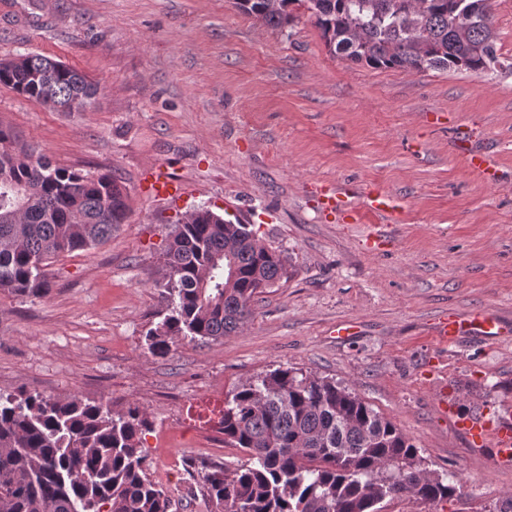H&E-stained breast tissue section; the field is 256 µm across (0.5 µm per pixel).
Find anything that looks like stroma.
Segmentation results:
<instances>
[{
	"instance_id": "1",
	"label": "stroma",
	"mask_w": 512,
	"mask_h": 512,
	"mask_svg": "<svg viewBox=\"0 0 512 512\" xmlns=\"http://www.w3.org/2000/svg\"><path fill=\"white\" fill-rule=\"evenodd\" d=\"M29 52L99 92L57 112L0 86V124L54 164L112 175L129 210L104 243L46 267L45 297L0 292L1 393L139 405L147 473L177 512H207L201 466L247 460L205 438L206 405L277 368L336 380L397 425L422 468L462 484L382 512H492L512 496V459L472 448L444 412L512 420V341L434 334L452 313L512 324V71L368 68L331 54L308 16L277 31L232 0H0V60ZM474 147L496 183L468 167ZM158 164L184 182L181 201L140 194ZM324 186L360 223L324 208ZM372 189L393 214L365 210ZM202 207L251 225L288 279L255 297L240 332L158 357L145 335L166 311L164 255ZM346 321L357 334L336 338Z\"/></svg>"
}]
</instances>
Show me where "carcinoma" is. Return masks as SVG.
Returning <instances> with one entry per match:
<instances>
[{"label": "carcinoma", "mask_w": 512, "mask_h": 512, "mask_svg": "<svg viewBox=\"0 0 512 512\" xmlns=\"http://www.w3.org/2000/svg\"><path fill=\"white\" fill-rule=\"evenodd\" d=\"M282 29L303 8L328 50L373 69L481 74L500 61L492 0H234ZM0 85L58 112L84 110L97 86L40 54L0 60ZM126 189L110 175L54 166L0 125V291L40 298L51 260L87 251L127 216ZM250 225L207 208L176 225L166 251L167 314L146 333L155 356L177 337L238 332L261 289L284 275L280 253ZM139 406L122 411L73 397L0 395V512H171L146 473ZM224 444L248 454L233 471L207 467L210 512H379L387 498L435 502L459 481L421 468L418 448L389 419L335 381L275 369L237 387L219 421Z\"/></svg>", "instance_id": "cac0c4a2"}]
</instances>
